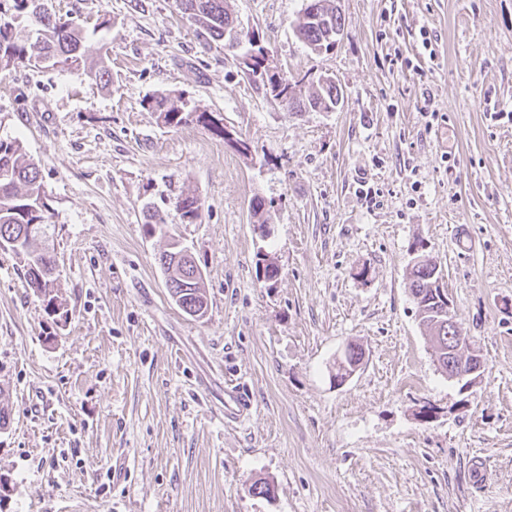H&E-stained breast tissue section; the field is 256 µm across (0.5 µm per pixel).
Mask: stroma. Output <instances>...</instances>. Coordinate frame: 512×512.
Wrapping results in <instances>:
<instances>
[{
  "label": "stroma",
  "mask_w": 512,
  "mask_h": 512,
  "mask_svg": "<svg viewBox=\"0 0 512 512\" xmlns=\"http://www.w3.org/2000/svg\"><path fill=\"white\" fill-rule=\"evenodd\" d=\"M226 6L281 76L333 78L340 105L265 98L175 0H53L109 86L0 73V135L39 168L66 309L0 250V512H512V0H341L327 53L295 34L303 0ZM160 94L223 117L251 156L163 125ZM148 202L169 235L146 234ZM172 236L204 272L203 318L165 287ZM419 244L484 360L465 392L419 323ZM350 342L363 361L338 386ZM228 380L253 403L234 426Z\"/></svg>",
  "instance_id": "1"
}]
</instances>
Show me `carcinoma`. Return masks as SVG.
<instances>
[{
  "label": "carcinoma",
  "mask_w": 512,
  "mask_h": 512,
  "mask_svg": "<svg viewBox=\"0 0 512 512\" xmlns=\"http://www.w3.org/2000/svg\"><path fill=\"white\" fill-rule=\"evenodd\" d=\"M178 8L203 32L215 40L225 38L232 31L233 16L225 7V0H176ZM26 19L35 29L32 38L18 29L17 22ZM295 29L297 35L312 50L330 52L336 42L329 34L342 29V16L336 13L334 0H305ZM83 30L80 26L64 21L49 8L47 0H0V72L20 66L56 67L62 70L81 71L97 84L108 85L112 73L102 59L91 60L83 48ZM246 54L253 63L246 64L252 75L259 76L263 94L285 102L289 112L306 108L332 111L336 109L342 90L331 78L318 83V87L305 98L291 102L282 97L286 87L272 76L258 73L263 58L252 55L262 48L254 46V39L247 38ZM151 111L168 127L185 124L190 114L166 96L148 100ZM184 222L195 224L201 219L202 203L194 195H186L177 202ZM50 206L47 202L40 172L23 142L17 138L0 137V249L6 248L24 261L27 286L53 312L63 309V303L54 293L55 261L46 251L34 248L38 235H46ZM166 226L162 213L146 205L145 231L153 234ZM184 248L174 240L160 253L158 264L163 270L165 286L175 304L187 315L202 317L207 312V298L203 275L192 257L183 254ZM435 267L429 263H413L410 275V292L416 305L420 325L431 337L439 369L448 373V364L455 362L466 366L470 357L457 347L456 333H448V310L435 294ZM363 358L362 349L349 344L343 359L338 363L336 377L344 380L352 366Z\"/></svg>",
  "instance_id": "carcinoma-1"
}]
</instances>
